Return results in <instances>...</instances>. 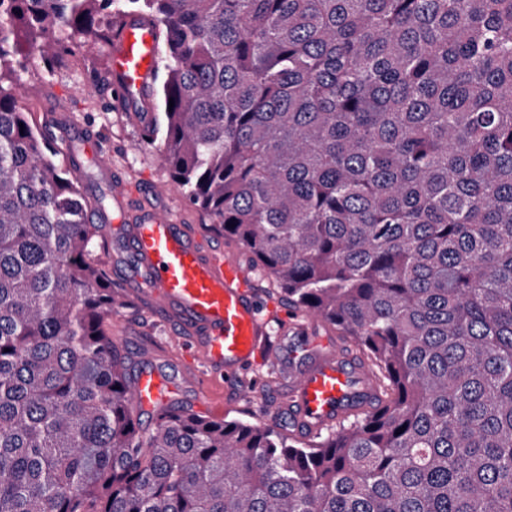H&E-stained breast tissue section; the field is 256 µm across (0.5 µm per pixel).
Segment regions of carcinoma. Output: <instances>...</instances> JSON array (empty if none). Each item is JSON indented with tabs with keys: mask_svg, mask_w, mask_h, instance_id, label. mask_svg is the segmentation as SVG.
Wrapping results in <instances>:
<instances>
[{
	"mask_svg": "<svg viewBox=\"0 0 512 512\" xmlns=\"http://www.w3.org/2000/svg\"><path fill=\"white\" fill-rule=\"evenodd\" d=\"M131 15L167 60L144 142L376 396L311 443L143 432L107 194L0 83V512H512V0H0V71Z\"/></svg>",
	"mask_w": 512,
	"mask_h": 512,
	"instance_id": "obj_1",
	"label": "carcinoma"
}]
</instances>
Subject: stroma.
<instances>
[{
    "instance_id": "obj_1",
    "label": "stroma",
    "mask_w": 512,
    "mask_h": 512,
    "mask_svg": "<svg viewBox=\"0 0 512 512\" xmlns=\"http://www.w3.org/2000/svg\"><path fill=\"white\" fill-rule=\"evenodd\" d=\"M111 41L97 42L92 48L74 47L72 53L45 63L35 53L23 57L14 71L0 78L16 87L19 102L32 114V120L47 129L61 121L90 127L109 146L107 160L124 179L142 187L168 189L163 205L187 229L223 252L242 262L250 257L234 240L216 231L205 214L191 206L183 192L174 186L169 166L156 146L144 143L135 115L123 108L112 92L109 51ZM109 331L123 347L129 371L153 354L162 355L175 366L185 356L188 341L171 334L167 320L154 313L151 305L132 295H119ZM243 396L231 393L221 379L205 380L197 414L213 419H241L260 425L284 416L281 386L273 361L248 372L240 381Z\"/></svg>"
}]
</instances>
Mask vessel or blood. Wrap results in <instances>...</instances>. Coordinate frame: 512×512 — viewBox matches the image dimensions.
<instances>
[{"mask_svg":"<svg viewBox=\"0 0 512 512\" xmlns=\"http://www.w3.org/2000/svg\"><path fill=\"white\" fill-rule=\"evenodd\" d=\"M152 47L153 32L138 17L127 18L112 32L113 92L135 112L158 75ZM73 134L96 157L102 180L112 185V211L97 221L113 228L114 269L128 287L165 312L174 335L193 345L187 369L175 380L153 361H143L133 383L135 405L151 409L173 394L197 391L201 367L236 381L266 347L252 269L189 233L160 204L148 201L141 187L115 178L98 136L79 128ZM317 327L311 319L302 331L283 328L278 356L286 409L296 432L308 439L346 418L372 393L359 360L328 344Z\"/></svg>","mask_w":512,"mask_h":512,"instance_id":"b4317fda","label":"vessel or blood"}]
</instances>
